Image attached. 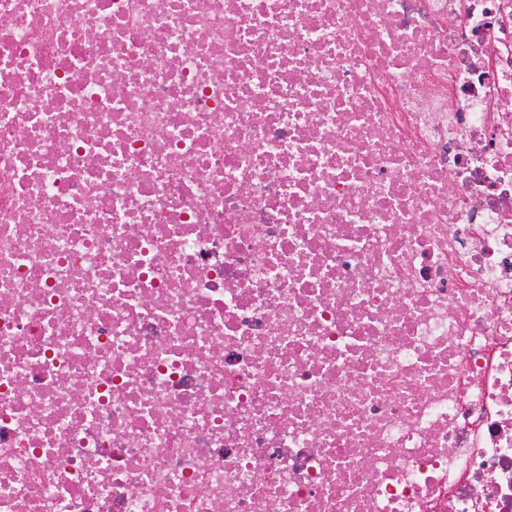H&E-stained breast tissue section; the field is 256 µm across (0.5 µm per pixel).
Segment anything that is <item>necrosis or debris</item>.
I'll return each mask as SVG.
<instances>
[{
    "label": "necrosis or debris",
    "instance_id": "obj_1",
    "mask_svg": "<svg viewBox=\"0 0 512 512\" xmlns=\"http://www.w3.org/2000/svg\"><path fill=\"white\" fill-rule=\"evenodd\" d=\"M0 512H512V0H0Z\"/></svg>",
    "mask_w": 512,
    "mask_h": 512
}]
</instances>
